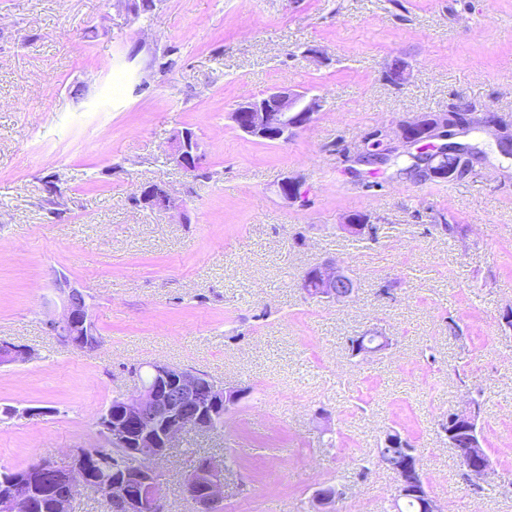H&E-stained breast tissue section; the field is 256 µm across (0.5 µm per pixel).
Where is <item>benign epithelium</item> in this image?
Here are the masks:
<instances>
[{"instance_id":"obj_1","label":"benign epithelium","mask_w":512,"mask_h":512,"mask_svg":"<svg viewBox=\"0 0 512 512\" xmlns=\"http://www.w3.org/2000/svg\"><path fill=\"white\" fill-rule=\"evenodd\" d=\"M320 99L310 90L272 88L262 97L240 104L231 114L236 127L245 135L268 142H286L312 123L320 110ZM475 126L494 128L499 133V149L512 143V128L505 126L494 110H482L458 104L446 112H426L411 120H402L380 129L376 138H368L354 162L383 165L394 158H409L402 178L413 182L439 181L450 176L465 178L464 163L448 162L447 140L456 132ZM204 155L196 133L191 129L172 138L168 162L187 174L196 172ZM302 183L292 176L279 184L280 196L289 203L302 199ZM135 201L157 212L184 209L162 182L139 187ZM370 215L348 216L339 230L362 237L370 231ZM351 276L340 263L329 259L310 266L302 276V288L311 299L342 302L350 299L346 288ZM57 290L63 298V314L47 322L49 331L64 346L87 351L99 344V336L89 314L87 294L61 276ZM392 340L378 329L366 330L348 342L353 357L374 355L389 349ZM34 353L8 342L0 344V366L27 362ZM247 394L242 387H226L209 375L166 364L148 365V378L139 381L137 390L120 395L97 418L100 434L113 446L123 449L138 463L133 466L106 465L87 448L70 451V465L60 469L37 460L27 467L0 474V512H71V502L81 492L104 495L117 504L119 512H164L159 486L160 476L149 461L162 457L176 438L187 429L210 431L224 420V414ZM477 405L468 401L453 408L440 427L448 446L466 466L471 485L493 473L483 456L478 437L472 432ZM381 446L403 448L389 469L395 476L394 500L420 499L423 512H443L422 480L417 450L406 447V438L397 430L384 435ZM185 493L195 512H219L223 502L220 468L209 460H200L185 481ZM341 491L322 485L313 492L317 512H331Z\"/></svg>"}]
</instances>
